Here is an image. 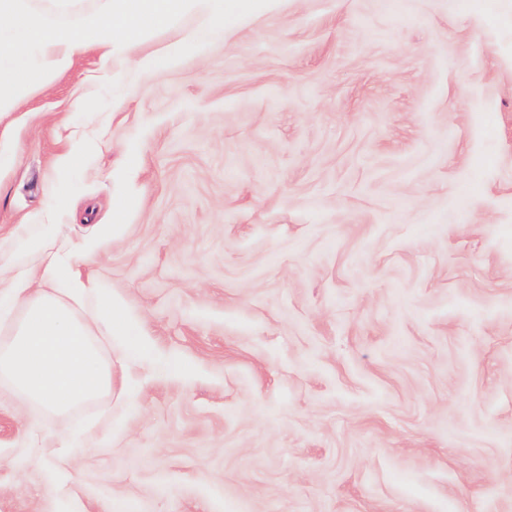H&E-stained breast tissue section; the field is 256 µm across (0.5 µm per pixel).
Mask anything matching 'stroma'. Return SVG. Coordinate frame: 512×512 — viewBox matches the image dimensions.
Returning a JSON list of instances; mask_svg holds the SVG:
<instances>
[{
    "label": "stroma",
    "mask_w": 512,
    "mask_h": 512,
    "mask_svg": "<svg viewBox=\"0 0 512 512\" xmlns=\"http://www.w3.org/2000/svg\"><path fill=\"white\" fill-rule=\"evenodd\" d=\"M8 144L0 276L68 258L148 350L67 415L0 386V512H512V0L90 49Z\"/></svg>",
    "instance_id": "35a3bbf8"
}]
</instances>
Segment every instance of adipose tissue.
I'll use <instances>...</instances> for the list:
<instances>
[{
    "mask_svg": "<svg viewBox=\"0 0 512 512\" xmlns=\"http://www.w3.org/2000/svg\"><path fill=\"white\" fill-rule=\"evenodd\" d=\"M279 0H101L98 10L77 25L61 24L33 0H0V27L12 41L0 53V115L16 112L30 99L29 72L42 83L70 70L77 56L93 48L102 59L133 62L144 73L158 71L151 55L133 50L160 30L194 17L196 27L183 35L206 53L226 31L276 7ZM63 266H43L39 279L18 276L0 287V383L39 407L62 415L112 393V358L103 342L135 335L136 327L105 288L75 289L69 301L56 295Z\"/></svg>",
    "mask_w": 512,
    "mask_h": 512,
    "instance_id": "1",
    "label": "adipose tissue"
}]
</instances>
